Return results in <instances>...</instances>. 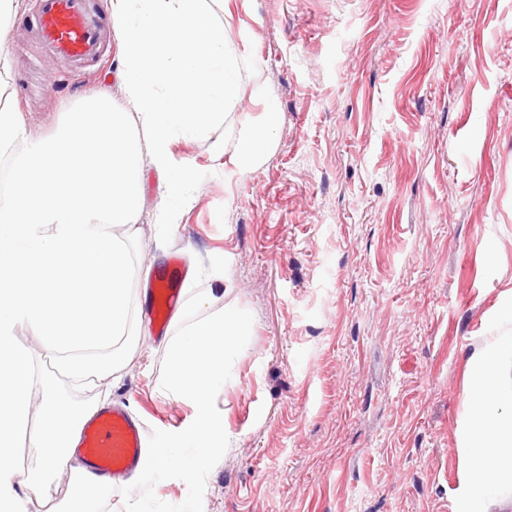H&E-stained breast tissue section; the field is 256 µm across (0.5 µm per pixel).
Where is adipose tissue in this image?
Segmentation results:
<instances>
[{"label":"adipose tissue","mask_w":512,"mask_h":512,"mask_svg":"<svg viewBox=\"0 0 512 512\" xmlns=\"http://www.w3.org/2000/svg\"><path fill=\"white\" fill-rule=\"evenodd\" d=\"M470 364L458 512H506L512 507L502 489L512 478V335L476 349Z\"/></svg>","instance_id":"ef3b65f1"}]
</instances>
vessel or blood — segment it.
I'll return each instance as SVG.
<instances>
[{
    "label": "vessel or blood",
    "instance_id": "b4317fda",
    "mask_svg": "<svg viewBox=\"0 0 512 512\" xmlns=\"http://www.w3.org/2000/svg\"><path fill=\"white\" fill-rule=\"evenodd\" d=\"M32 24L43 57L80 69L104 55L107 21L96 0H34ZM184 279L178 259H169L158 270L150 296L159 325H166ZM77 451L91 478L124 485L146 461L141 423L125 406L101 408L84 424Z\"/></svg>",
    "mask_w": 512,
    "mask_h": 512
}]
</instances>
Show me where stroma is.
<instances>
[{
    "label": "stroma",
    "instance_id": "obj_1",
    "mask_svg": "<svg viewBox=\"0 0 512 512\" xmlns=\"http://www.w3.org/2000/svg\"><path fill=\"white\" fill-rule=\"evenodd\" d=\"M0 31L4 98L25 142L53 136L83 96L126 105L117 47L104 80L57 90L28 27ZM218 19L253 55L227 124L276 120L254 164L236 142L179 138L205 172L161 244L163 170L145 162L136 341L120 380L87 396L128 403L144 435L196 407L160 385L165 337L144 295L174 253L206 312L252 313L217 407L229 448L203 512H456L473 351L512 307V0H227Z\"/></svg>",
    "mask_w": 512,
    "mask_h": 512
}]
</instances>
